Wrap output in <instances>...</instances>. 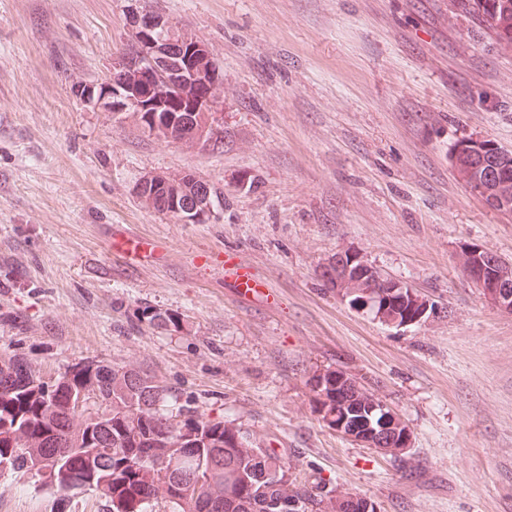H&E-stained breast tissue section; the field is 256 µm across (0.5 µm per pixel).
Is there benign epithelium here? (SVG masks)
Returning a JSON list of instances; mask_svg holds the SVG:
<instances>
[{"mask_svg": "<svg viewBox=\"0 0 512 512\" xmlns=\"http://www.w3.org/2000/svg\"><path fill=\"white\" fill-rule=\"evenodd\" d=\"M135 37L129 47L112 58L109 77L99 83L76 88L79 97L96 109L114 115L123 112L147 113L152 132L170 143H179L187 134L194 139L211 144L218 137L219 112L223 111L218 89L222 76L208 46L200 41H187L171 30L169 22L153 11L133 13ZM184 105L183 111L190 117L178 118L168 113L173 103ZM163 117H157L158 113ZM194 194L178 201L176 194L162 195L157 189L177 184L175 178L164 174H146L135 185L136 196L154 211L172 216L182 224H197L211 216L212 197L204 181L192 178ZM464 254L469 263L464 271L485 299L497 308L512 313V263L502 259H489V255L471 246ZM354 265V275L366 282L367 288L356 292L351 304L357 308H370L381 303L388 307L393 296L405 293L412 301V312L405 319H388L386 325L403 327L424 322L433 316V302L393 279L371 275V268L360 257L351 254L338 255L328 261L341 267ZM317 415L331 425L337 433L368 448L384 451L382 437L387 431L385 423L394 417L385 414L382 426H368L357 432L346 426L347 418L328 411V402L321 396L314 402ZM32 470L57 485H72L73 473L65 467L52 471L41 469L37 459L29 461Z\"/></svg>", "mask_w": 512, "mask_h": 512, "instance_id": "7a95c632", "label": "benign epithelium"}]
</instances>
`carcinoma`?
I'll return each mask as SVG.
<instances>
[{
    "mask_svg": "<svg viewBox=\"0 0 512 512\" xmlns=\"http://www.w3.org/2000/svg\"><path fill=\"white\" fill-rule=\"evenodd\" d=\"M465 6L500 42L512 43V0H466ZM462 172L481 161L494 171L491 193L512 196V153L488 150L483 156L465 147L457 156ZM67 384L31 385L36 368L13 355L0 362V457L15 456L13 469H28L27 456L37 453L46 466L58 461L47 448H68L64 464L82 488L89 458L86 448H110L99 464L108 469L112 485L100 491L107 512H155L158 495H168L171 512H272L270 502L303 499L306 512H346L344 493L315 494L295 483L290 467L241 428L212 419L194 401L135 368L103 361L71 366ZM343 410L361 427L377 413L369 408L383 401L354 375L343 372ZM99 394L109 418L89 423L69 407L80 391ZM206 467L198 471L197 461Z\"/></svg>",
    "mask_w": 512,
    "mask_h": 512,
    "instance_id": "1",
    "label": "carcinoma"
}]
</instances>
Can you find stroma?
<instances>
[{
    "label": "stroma",
    "mask_w": 512,
    "mask_h": 512,
    "mask_svg": "<svg viewBox=\"0 0 512 512\" xmlns=\"http://www.w3.org/2000/svg\"><path fill=\"white\" fill-rule=\"evenodd\" d=\"M137 8L210 48L222 148L165 142L74 94L108 77ZM464 138L512 152V46L461 0H0V356L47 378L81 360L145 369L298 483L377 512H512V313L459 262L471 245L512 262V213L461 179ZM185 171L224 193L206 222L137 199L144 174ZM344 253L434 316L392 328L350 306L321 276ZM328 368L379 393L409 451L316 416L309 377ZM0 512L106 509L8 471Z\"/></svg>",
    "instance_id": "1"
}]
</instances>
